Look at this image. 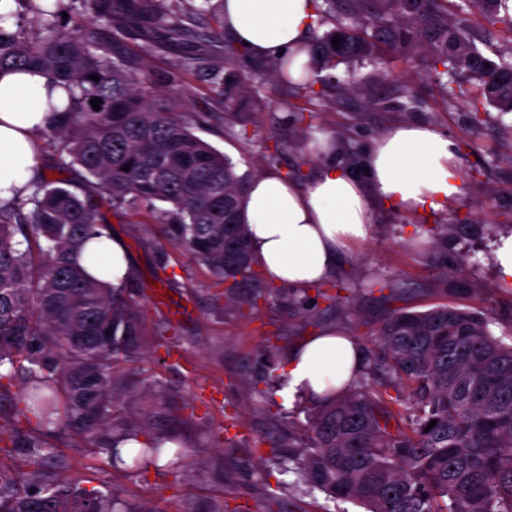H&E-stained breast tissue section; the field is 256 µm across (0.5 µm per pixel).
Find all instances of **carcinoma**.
<instances>
[{"mask_svg": "<svg viewBox=\"0 0 512 512\" xmlns=\"http://www.w3.org/2000/svg\"><path fill=\"white\" fill-rule=\"evenodd\" d=\"M16 2V30L0 26V71L34 66L66 89V110L38 137L62 147L70 161L60 167L80 168L83 188L45 178L33 195L0 206V444L25 449L36 465L27 480L0 466V512H156L63 478L70 464L58 444L78 440L117 468L126 465L118 445L143 432L117 416L112 372L138 358L148 327L126 289L89 275L79 259L98 230L111 229L103 208L144 212L227 284L224 297L253 312L274 289L253 268L241 219L249 179L191 132L177 109L183 90L157 87L146 61L155 33L186 39L196 11L177 15L168 0H81L112 41L132 32L143 41L141 53L115 57L94 30L61 23L75 0ZM447 2L324 0L323 14L338 19L305 74L293 79L285 59L266 63L271 79L322 96L315 84L326 69L424 49L473 119L485 104L512 112V62L474 46L467 11L496 24L501 0H469L451 16ZM214 92L228 110L255 90L231 74ZM238 288L255 292L237 296ZM168 443L178 435L145 438L130 449L132 469L154 463ZM292 470L364 512H512V342L457 305L390 310L358 379L307 409Z\"/></svg>", "mask_w": 512, "mask_h": 512, "instance_id": "1", "label": "carcinoma"}]
</instances>
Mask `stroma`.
Listing matches in <instances>:
<instances>
[{"instance_id": "stroma-1", "label": "stroma", "mask_w": 512, "mask_h": 512, "mask_svg": "<svg viewBox=\"0 0 512 512\" xmlns=\"http://www.w3.org/2000/svg\"><path fill=\"white\" fill-rule=\"evenodd\" d=\"M218 20L200 15L195 34L184 42L156 36L148 64L160 80L179 75L185 93L181 108L192 132L232 159L250 176L273 170L306 181L326 156L302 157L294 147L300 132L315 127L339 144L336 162L362 155L381 134L403 122L429 125L458 147L465 179L463 195L438 211L408 213L379 203L368 242L346 256L333 278L347 282L353 311L345 316L308 289L310 324L279 297L263 299L257 313L219 298L209 271L182 248L169 244L160 225L142 217L110 214L113 233L130 254L138 300L150 336L139 358L120 364L113 378L124 398L123 415L138 418L149 387L161 386L165 403L151 413L148 434L176 431L183 442V467L166 461L127 473L95 462L86 448L61 445L73 476L83 487L114 491L142 501L155 512H360L352 502H332L318 491L296 489L294 474L281 461L297 438L306 414L284 405L275 387L284 374L289 348L305 335L336 326L359 340L371 338L391 306L381 292L363 293L366 282L405 284L402 306L425 310L455 302L485 313L496 336L512 337V291L504 289L492 262L500 235L512 233V112L489 109L472 123L462 101L440 91L428 78V57L392 58L387 72L368 59L322 71L326 95L319 101L296 98V110L280 103L286 88L268 72L235 56L231 68L259 89L265 103L242 100L233 113L212 92L215 55L209 34ZM354 74L356 93L339 90ZM246 136L229 134L231 124ZM449 225L441 247H418L438 225ZM161 286L170 307L155 305ZM277 489L276 501L267 492Z\"/></svg>"}]
</instances>
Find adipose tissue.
I'll list each match as a JSON object with an SVG mask.
<instances>
[{
	"mask_svg": "<svg viewBox=\"0 0 512 512\" xmlns=\"http://www.w3.org/2000/svg\"><path fill=\"white\" fill-rule=\"evenodd\" d=\"M317 0H224V29L248 55L275 60L291 55L308 61L302 45L317 19ZM68 96L35 68L0 75V203L17 191L32 193L43 174L35 145L38 130ZM363 176L329 163L304 184L267 171L255 177L245 197L242 220L249 230L255 263L269 280L303 289L330 277L352 246L372 234L375 202L421 212L458 199L463 178L453 141L434 128L403 123L383 133L360 159ZM80 262L113 287L133 273L124 241L109 231L95 238ZM364 352L345 330L330 327L293 347L276 394L291 403L342 388L360 370Z\"/></svg>",
	"mask_w": 512,
	"mask_h": 512,
	"instance_id": "1",
	"label": "adipose tissue"
}]
</instances>
